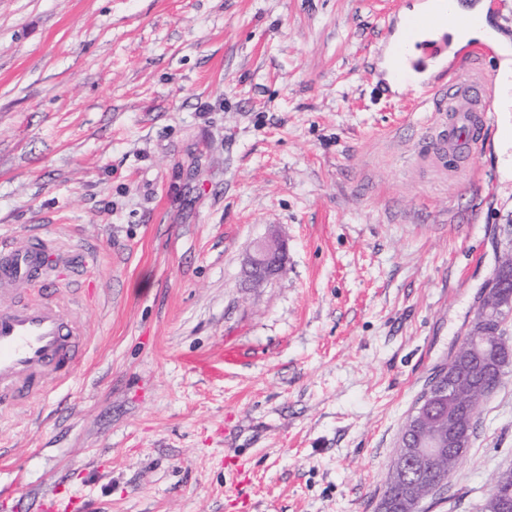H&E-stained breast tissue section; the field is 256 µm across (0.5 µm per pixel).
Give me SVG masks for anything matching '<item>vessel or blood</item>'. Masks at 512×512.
<instances>
[{
  "instance_id": "b4317fda",
  "label": "vessel or blood",
  "mask_w": 512,
  "mask_h": 512,
  "mask_svg": "<svg viewBox=\"0 0 512 512\" xmlns=\"http://www.w3.org/2000/svg\"><path fill=\"white\" fill-rule=\"evenodd\" d=\"M446 27V21L427 11L394 17L386 39L396 49L384 86L410 82L432 99L435 111L448 120V134L436 138L434 149L461 156L482 142L493 109L489 96L467 80L466 68L449 61ZM93 260L91 251L75 256L41 236L0 244V302L15 304L12 310L0 309V407L45 395L68 381L89 341L77 316L65 312L54 296L20 301L19 287L56 279L61 270L77 274Z\"/></svg>"
}]
</instances>
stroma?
Wrapping results in <instances>:
<instances>
[{
    "mask_svg": "<svg viewBox=\"0 0 512 512\" xmlns=\"http://www.w3.org/2000/svg\"><path fill=\"white\" fill-rule=\"evenodd\" d=\"M419 2L0 0V239L95 254L80 367L0 413V512H378L512 248V112L434 157L430 102L378 91ZM507 469L512 368L422 510ZM284 247L276 240L258 243L247 259L246 277L255 285L275 276L284 263ZM454 389V381H443L435 384L428 391L425 400L426 404L418 411L416 419L423 422L431 417L437 410L441 409L446 401L452 396Z\"/></svg>",
    "mask_w": 512,
    "mask_h": 512,
    "instance_id": "35a3bbf8",
    "label": "stroma"
}]
</instances>
